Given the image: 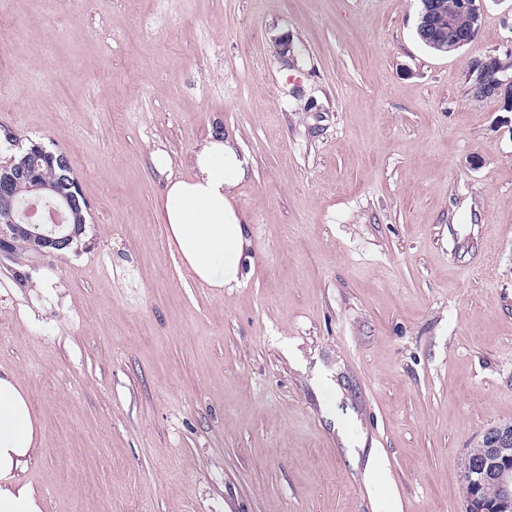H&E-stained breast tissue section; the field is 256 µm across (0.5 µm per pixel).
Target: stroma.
Wrapping results in <instances>:
<instances>
[{
    "instance_id": "stroma-1",
    "label": "stroma",
    "mask_w": 512,
    "mask_h": 512,
    "mask_svg": "<svg viewBox=\"0 0 512 512\" xmlns=\"http://www.w3.org/2000/svg\"><path fill=\"white\" fill-rule=\"evenodd\" d=\"M418 9L0 0V128L89 204L77 250L0 260L42 512H465L470 450L512 422V114L465 73L512 57V0L448 54ZM212 132L253 162L236 288L160 219Z\"/></svg>"
}]
</instances>
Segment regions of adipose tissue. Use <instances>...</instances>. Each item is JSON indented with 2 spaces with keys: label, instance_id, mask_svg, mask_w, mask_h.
<instances>
[{
  "label": "adipose tissue",
  "instance_id": "adipose-tissue-1",
  "mask_svg": "<svg viewBox=\"0 0 512 512\" xmlns=\"http://www.w3.org/2000/svg\"><path fill=\"white\" fill-rule=\"evenodd\" d=\"M194 173L168 178L160 217L184 265L211 288L241 284L249 260L247 223L235 190L251 173L249 159L222 133L209 135L192 155ZM39 421L13 375H0V512H42L20 475L35 447Z\"/></svg>",
  "mask_w": 512,
  "mask_h": 512
}]
</instances>
